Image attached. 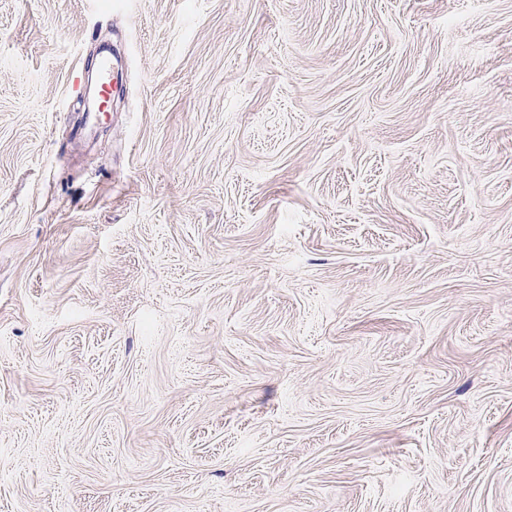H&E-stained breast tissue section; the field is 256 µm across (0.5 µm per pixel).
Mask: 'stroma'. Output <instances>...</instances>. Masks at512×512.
<instances>
[{
	"label": "stroma",
	"mask_w": 512,
	"mask_h": 512,
	"mask_svg": "<svg viewBox=\"0 0 512 512\" xmlns=\"http://www.w3.org/2000/svg\"><path fill=\"white\" fill-rule=\"evenodd\" d=\"M0 512H512V0H0Z\"/></svg>",
	"instance_id": "obj_1"
}]
</instances>
